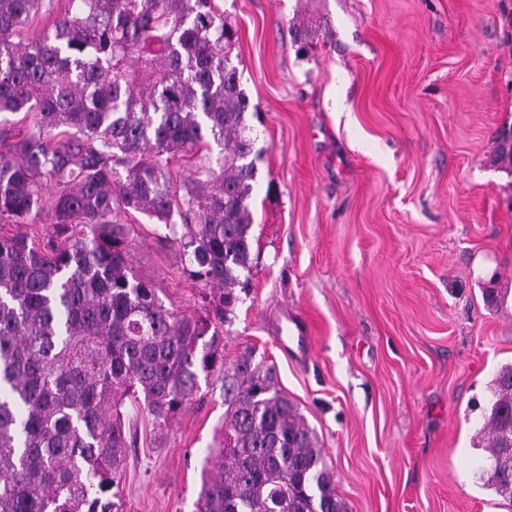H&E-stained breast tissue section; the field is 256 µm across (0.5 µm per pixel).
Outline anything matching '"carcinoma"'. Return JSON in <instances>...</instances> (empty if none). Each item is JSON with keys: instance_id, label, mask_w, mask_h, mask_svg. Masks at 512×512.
I'll return each instance as SVG.
<instances>
[{"instance_id": "cac0c4a2", "label": "carcinoma", "mask_w": 512, "mask_h": 512, "mask_svg": "<svg viewBox=\"0 0 512 512\" xmlns=\"http://www.w3.org/2000/svg\"><path fill=\"white\" fill-rule=\"evenodd\" d=\"M40 5L0 0V115L29 120L0 150V224L50 218L40 241L0 230V512H122L125 404L165 424L214 369L224 433L197 512H348L274 366L250 351L224 362L256 166L220 5L68 0L24 45ZM496 161L512 165V132ZM135 212L170 230L183 274L209 287L203 314L174 315L136 275ZM490 393L482 479L512 502V363Z\"/></svg>"}]
</instances>
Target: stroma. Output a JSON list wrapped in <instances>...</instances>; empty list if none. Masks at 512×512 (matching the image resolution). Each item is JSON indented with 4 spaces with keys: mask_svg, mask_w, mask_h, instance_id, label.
<instances>
[{
    "mask_svg": "<svg viewBox=\"0 0 512 512\" xmlns=\"http://www.w3.org/2000/svg\"><path fill=\"white\" fill-rule=\"evenodd\" d=\"M218 3L259 151L225 362L249 349L275 366L349 512H512L473 445L512 361V173L489 162L512 124V0ZM136 220L135 272L170 311L199 315L203 286L165 226ZM288 319L310 333L283 345ZM124 412V512H196L222 373L167 424Z\"/></svg>",
    "mask_w": 512,
    "mask_h": 512,
    "instance_id": "stroma-1",
    "label": "stroma"
}]
</instances>
